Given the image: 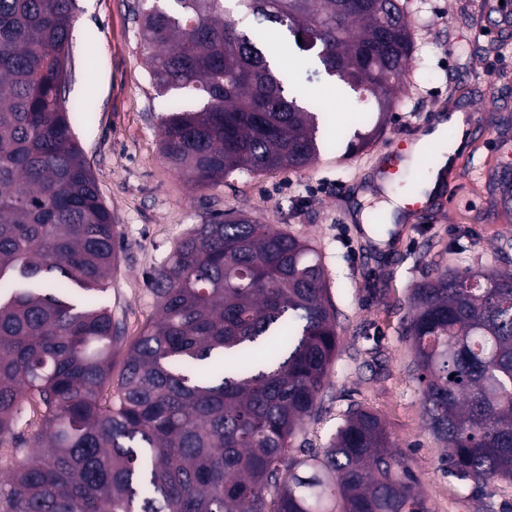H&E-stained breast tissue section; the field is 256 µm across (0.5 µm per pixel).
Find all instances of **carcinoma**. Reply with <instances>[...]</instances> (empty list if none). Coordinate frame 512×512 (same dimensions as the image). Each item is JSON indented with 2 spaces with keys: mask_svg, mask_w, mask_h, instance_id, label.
<instances>
[{
  "mask_svg": "<svg viewBox=\"0 0 512 512\" xmlns=\"http://www.w3.org/2000/svg\"><path fill=\"white\" fill-rule=\"evenodd\" d=\"M150 0L135 12L151 84L174 94L161 152L198 188L235 170L301 169L328 147L320 106L285 93L261 18L315 42L319 74L357 95L372 145L413 49L403 0ZM72 0H0V512H427L378 416L294 448L330 386L336 311L306 240L230 212L152 277L158 318L126 349L100 304L116 224L63 104ZM448 470L512 480V273L444 269L405 328ZM41 429L16 434L21 403Z\"/></svg>",
  "mask_w": 512,
  "mask_h": 512,
  "instance_id": "obj_1",
  "label": "carcinoma"
}]
</instances>
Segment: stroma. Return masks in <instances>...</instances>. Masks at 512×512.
Here are the masks:
<instances>
[{
  "instance_id": "obj_1",
  "label": "stroma",
  "mask_w": 512,
  "mask_h": 512,
  "mask_svg": "<svg viewBox=\"0 0 512 512\" xmlns=\"http://www.w3.org/2000/svg\"><path fill=\"white\" fill-rule=\"evenodd\" d=\"M76 21L66 100L96 106L74 126L123 246L102 305L128 338L156 317L149 278L195 225L236 211L309 241L325 268L337 312L339 352L331 385L300 442L328 446L350 407L375 413L415 478L428 512H512V482L475 487L449 474L445 451L425 424L422 386L404 334L413 289L438 270H502L512 245V0H406L414 52L404 86L375 147L345 156L321 151L302 169L254 174L193 189L160 148L164 97L156 95L137 38V0H73ZM280 61L304 99L322 103L330 125L355 126L342 82L303 78L304 59L283 43ZM476 113L480 133L458 153L449 209L406 219L397 241L387 226L364 232L382 199L369 186L379 148L421 134L448 102Z\"/></svg>"
}]
</instances>
